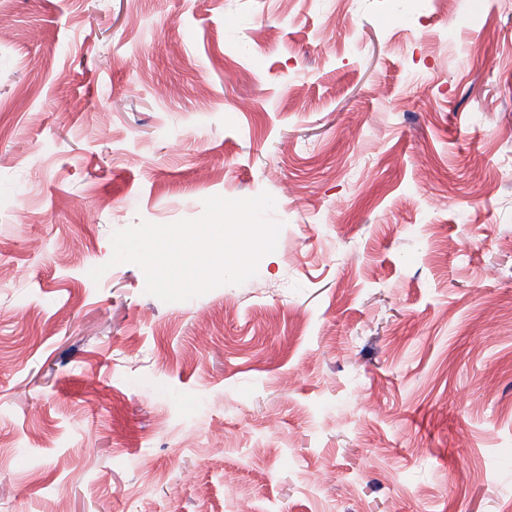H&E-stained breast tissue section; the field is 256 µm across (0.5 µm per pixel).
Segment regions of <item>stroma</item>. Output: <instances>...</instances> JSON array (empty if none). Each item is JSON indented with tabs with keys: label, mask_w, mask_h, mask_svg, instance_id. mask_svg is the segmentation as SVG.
<instances>
[{
	"label": "stroma",
	"mask_w": 512,
	"mask_h": 512,
	"mask_svg": "<svg viewBox=\"0 0 512 512\" xmlns=\"http://www.w3.org/2000/svg\"><path fill=\"white\" fill-rule=\"evenodd\" d=\"M408 3L0 0V512H512V0Z\"/></svg>",
	"instance_id": "35a3bbf8"
}]
</instances>
